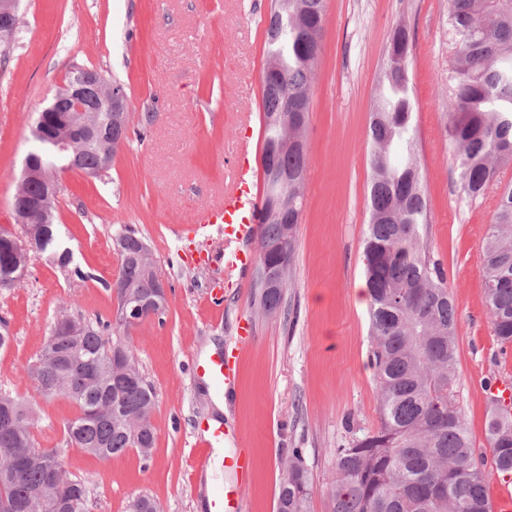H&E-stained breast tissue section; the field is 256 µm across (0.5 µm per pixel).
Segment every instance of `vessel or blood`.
<instances>
[{
  "instance_id": "vessel-or-blood-1",
  "label": "vessel or blood",
  "mask_w": 512,
  "mask_h": 512,
  "mask_svg": "<svg viewBox=\"0 0 512 512\" xmlns=\"http://www.w3.org/2000/svg\"><path fill=\"white\" fill-rule=\"evenodd\" d=\"M253 143V125L251 121H243L236 137L231 185L225 190L223 201L198 210L191 222L180 229L181 237L189 241L208 237L214 230L224 239L222 249L206 255L208 261L224 268L223 288L211 291V299L215 302L221 300L224 289L236 286L238 277L248 273L256 260L250 245L258 232L261 198ZM242 352V347L236 346L196 359L197 376L209 381L216 396H232ZM195 431L206 456L223 459L225 467L238 474L248 472L250 461L246 456L236 452L227 456L221 453V443L235 436L231 424L205 419L196 423ZM208 508L210 512H242L240 501L229 488H214Z\"/></svg>"
}]
</instances>
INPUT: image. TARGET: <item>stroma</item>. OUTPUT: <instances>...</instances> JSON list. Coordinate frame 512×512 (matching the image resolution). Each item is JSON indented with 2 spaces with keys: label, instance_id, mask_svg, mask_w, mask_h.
Segmentation results:
<instances>
[{
  "label": "stroma",
  "instance_id": "stroma-1",
  "mask_svg": "<svg viewBox=\"0 0 512 512\" xmlns=\"http://www.w3.org/2000/svg\"><path fill=\"white\" fill-rule=\"evenodd\" d=\"M271 0H21L19 35L0 69V229L23 236L12 203L31 128L66 74L86 65L128 93L129 143L109 170L61 177L57 222L75 264L90 279L66 278L49 261L29 266L20 284L0 288V317L14 339L0 351V389L31 400L35 439L60 449L71 477L89 492L90 512H126L138 495L163 512H208L213 486L231 487L243 512H275L281 462L300 448L311 473V512H327L324 489L334 449L378 425L370 363L369 306L357 303L371 187L367 132L397 26L413 36L408 58L428 239L443 264L457 316V402L476 454L489 455L488 388L512 381V347L502 348L485 304L483 256L495 191L473 200L446 131L455 44L448 0H327L311 86L305 204L281 309L262 313L246 276L221 309L208 299L224 273L194 255L221 236L190 244L178 228L216 202L229 181L239 124H262L261 75ZM152 111V125L141 122ZM151 249L168 288L162 318L129 331V344L157 406L151 457L131 450L103 461L68 444L76 405L32 396L27 370L62 311L114 320L110 289L119 272L114 240L126 228ZM254 335L238 365L225 414L232 448L252 461L246 478L209 461L199 469L197 420L217 417L211 386L190 370L210 343L226 347L240 324Z\"/></svg>",
  "mask_w": 512,
  "mask_h": 512
}]
</instances>
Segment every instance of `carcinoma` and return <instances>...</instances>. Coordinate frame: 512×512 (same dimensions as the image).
<instances>
[{
	"label": "carcinoma",
	"mask_w": 512,
	"mask_h": 512,
	"mask_svg": "<svg viewBox=\"0 0 512 512\" xmlns=\"http://www.w3.org/2000/svg\"><path fill=\"white\" fill-rule=\"evenodd\" d=\"M302 18L269 13L267 56L281 62L277 77H262L265 121L263 153L275 152L283 126L272 113L311 104L310 83L316 57L301 31L323 29L326 0H303ZM448 31L455 41L451 80L454 101L447 130L460 169L463 191L473 200L496 185V208L481 251L485 296L494 335L512 344V181L501 173L512 164V0H448ZM412 36L395 29L386 48L383 91L368 129L372 184L363 265L370 301V361L376 378L379 424L344 448L334 449L335 473L327 482L329 512H492L486 490L489 473L468 437L456 398V307L445 271L427 246V201L413 155L415 129L407 67L392 68L395 53L409 56ZM79 169L99 165L97 144L75 139ZM42 164L62 175L73 170L71 156L50 144L35 149ZM283 191L264 183L261 209L279 220L260 222V241H280L281 249L262 261L282 271V285L255 281L259 309L277 312L288 287L304 187ZM56 217L41 225L34 257L47 256L67 275L92 274L73 265ZM120 267L116 281L147 296L154 281L145 275L140 252L147 244L133 229L116 240ZM157 310H140L135 320L116 316L108 323L84 322L74 338L57 320L28 369L35 393L63 395L79 409L66 423L68 441L98 458L129 450L151 456L152 424L130 419L154 410L156 393L142 375L126 343L128 330ZM23 401L0 395V512H89L86 487L67 476L43 494L50 470L64 466L59 449L40 448L34 416ZM493 469L512 475V412L494 407L487 422ZM312 482L304 452L293 448L284 462L276 512H311ZM127 512H161L154 499L132 498Z\"/></svg>",
	"instance_id": "carcinoma-1"
}]
</instances>
